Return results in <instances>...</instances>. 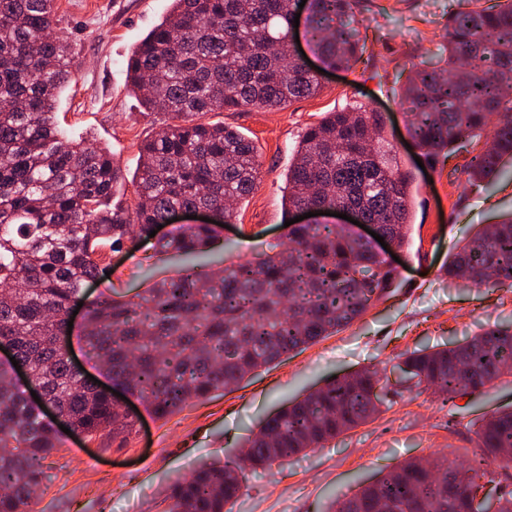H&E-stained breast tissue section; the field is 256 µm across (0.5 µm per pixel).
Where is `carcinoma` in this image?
I'll return each mask as SVG.
<instances>
[{
    "label": "carcinoma",
    "instance_id": "cac0c4a2",
    "mask_svg": "<svg viewBox=\"0 0 512 512\" xmlns=\"http://www.w3.org/2000/svg\"><path fill=\"white\" fill-rule=\"evenodd\" d=\"M297 0H172L133 50L132 93L169 123L140 148L133 210L109 207L121 169L104 147L65 138L57 102L72 76L71 44L55 32L56 0H0V341L73 431L132 433L136 420L67 359V311L102 271L101 249L149 239L178 210L206 209L222 224L231 204L260 180L253 143L209 112L282 109L316 94L318 74L292 49ZM362 0H309L308 27L324 67L358 61ZM448 43L434 61L411 66L401 86L421 154L456 156L464 140L490 146L463 165L494 176L512 157V0L495 11L448 17ZM413 173L393 152L381 113L363 103L325 113L296 146L283 212L348 207L380 225L401 249L410 238ZM214 224L181 227L157 240L159 253L208 247ZM290 247L215 275L189 267L128 300L102 295L86 309L83 339L112 381L157 418L188 401L238 386L283 355L337 332L392 287L393 271L343 224L290 225ZM451 283L512 286V213L480 228L448 257ZM412 389L443 400L475 394L512 376V330L492 327L448 348L414 350L398 363ZM0 365V512H31L46 477L43 461L60 436ZM386 384L374 371L347 374L267 418L237 462L200 465L170 487L168 512H232L245 469L265 470L365 423ZM480 453L462 468L474 484L497 467L512 480V407L485 416ZM405 461L339 501L334 512H483L462 470Z\"/></svg>",
    "mask_w": 512,
    "mask_h": 512
}]
</instances>
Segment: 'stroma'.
Here are the masks:
<instances>
[{
	"instance_id": "obj_1",
	"label": "stroma",
	"mask_w": 512,
	"mask_h": 512,
	"mask_svg": "<svg viewBox=\"0 0 512 512\" xmlns=\"http://www.w3.org/2000/svg\"><path fill=\"white\" fill-rule=\"evenodd\" d=\"M57 5L60 33L76 52L75 74L58 107L60 125L70 137L91 136L110 149L127 179L116 201L134 208L131 177L139 147L166 117L144 110L127 87L124 70L169 0H58ZM498 5L499 0H369L359 15L366 36L361 60L322 73L316 95L280 110L207 114V122L236 127L252 141L262 165L257 189L204 251L159 254L149 241L104 251L102 262L111 274L89 285L87 300L113 291L130 297L184 267L214 270L257 260L269 245L287 243L282 187L292 150L325 113L357 102L384 113L402 162L416 176L412 240L398 253L395 285L350 325L259 369L234 390L189 401L162 419L139 399L127 398L140 422L124 443L62 435L45 461L46 479L33 512H167L175 480L201 464L233 459L261 421L288 401L365 369L388 380L378 413L323 447L246 472L232 512H332L339 499L404 461L463 462L477 452L475 431L483 415L512 405V377L446 403L430 389L408 391L396 363L407 351L441 348L491 326H512V288L457 286L442 270L450 249L468 240L478 225L512 213V159H502L495 178L478 182L469 181L463 169L476 152L469 145L456 158L418 167L420 151L411 145L410 116L398 93L411 65L443 47L449 13Z\"/></svg>"
}]
</instances>
